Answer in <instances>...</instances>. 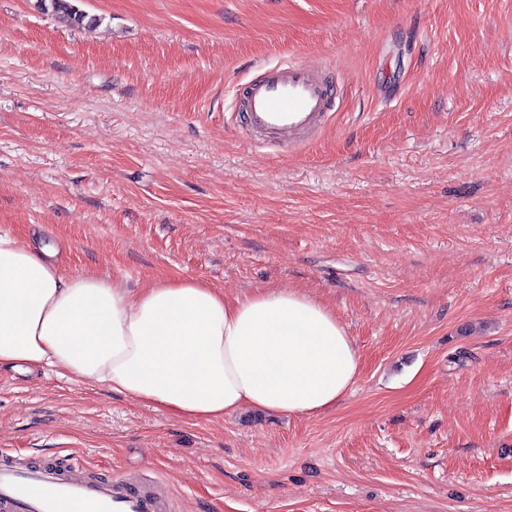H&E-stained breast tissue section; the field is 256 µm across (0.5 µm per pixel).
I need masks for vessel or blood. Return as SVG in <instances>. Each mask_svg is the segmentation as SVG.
I'll return each mask as SVG.
<instances>
[{
	"mask_svg": "<svg viewBox=\"0 0 512 512\" xmlns=\"http://www.w3.org/2000/svg\"><path fill=\"white\" fill-rule=\"evenodd\" d=\"M332 86L324 73L288 61L268 69L242 102L246 134L274 151L307 149L326 128ZM0 512H175L163 480L104 477L72 459L33 464L0 451Z\"/></svg>",
	"mask_w": 512,
	"mask_h": 512,
	"instance_id": "vessel-or-blood-1",
	"label": "vessel or blood"
}]
</instances>
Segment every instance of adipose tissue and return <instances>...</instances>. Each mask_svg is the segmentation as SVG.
Returning <instances> with one entry per match:
<instances>
[{
    "instance_id": "adipose-tissue-1",
    "label": "adipose tissue",
    "mask_w": 512,
    "mask_h": 512,
    "mask_svg": "<svg viewBox=\"0 0 512 512\" xmlns=\"http://www.w3.org/2000/svg\"><path fill=\"white\" fill-rule=\"evenodd\" d=\"M0 367L54 369L211 422L243 408L333 409L356 384L361 357L334 310L305 292L229 299L181 276L127 288L91 271L64 274L0 228Z\"/></svg>"
}]
</instances>
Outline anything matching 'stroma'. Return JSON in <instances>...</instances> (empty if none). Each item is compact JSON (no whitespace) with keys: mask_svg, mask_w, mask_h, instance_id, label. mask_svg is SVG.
Returning <instances> with one entry per match:
<instances>
[{"mask_svg":"<svg viewBox=\"0 0 512 512\" xmlns=\"http://www.w3.org/2000/svg\"><path fill=\"white\" fill-rule=\"evenodd\" d=\"M0 0V225L66 273L300 288L362 360L336 409L189 421L0 369V448L177 512H512V0ZM340 89L310 148L236 128L262 67ZM40 7L44 11H50L63 18L70 24L97 26L101 19L95 16H89L80 8L81 0H39Z\"/></svg>","mask_w":512,"mask_h":512,"instance_id":"stroma-1","label":"stroma"}]
</instances>
